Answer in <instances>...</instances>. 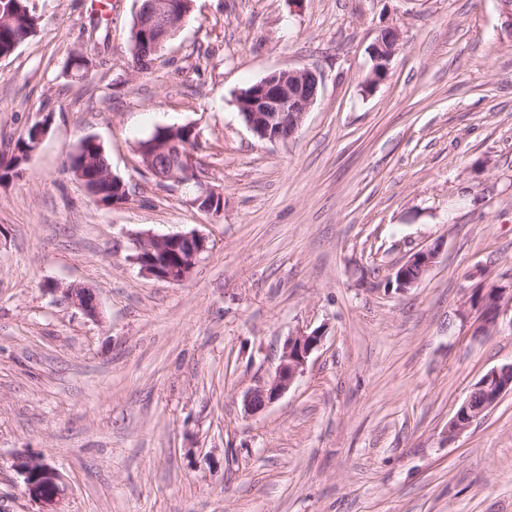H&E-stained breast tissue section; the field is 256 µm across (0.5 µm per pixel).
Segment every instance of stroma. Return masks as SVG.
<instances>
[{
    "label": "stroma",
    "instance_id": "obj_1",
    "mask_svg": "<svg viewBox=\"0 0 512 512\" xmlns=\"http://www.w3.org/2000/svg\"><path fill=\"white\" fill-rule=\"evenodd\" d=\"M35 34L0 59V154L47 134L0 182V512H40L13 466L43 456L62 512H512V393L456 438L448 422L512 362V310L464 309L512 281V35L499 0H194L152 70H134L139 0H30ZM397 28L386 79L370 48ZM83 52L88 75L66 72ZM313 68L285 142L244 124L239 91ZM192 124L200 211L139 163L155 128ZM131 187L96 204L64 164L85 137ZM198 231L168 283L134 238ZM435 267L398 293L412 252ZM97 295L100 315L64 289ZM321 329L305 372L256 415L288 336ZM440 250V244H435L433 247H426L414 251L405 262L399 265L390 281L391 286L396 285L395 291L398 293L405 292L409 288L414 287L420 279H413L408 275L410 268L419 265L427 271L431 270L436 263ZM493 288L494 290L488 289L473 293L471 297V308L478 311L480 319L475 333H484L495 326L505 300L512 307V283L510 286L501 285ZM491 293L492 296H490ZM65 296L75 307L86 316L96 318L99 314L100 303L95 293L88 288L73 287L65 290Z\"/></svg>",
    "mask_w": 512,
    "mask_h": 512
}]
</instances>
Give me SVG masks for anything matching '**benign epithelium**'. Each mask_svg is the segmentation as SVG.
Segmentation results:
<instances>
[{
  "label": "benign epithelium",
  "mask_w": 512,
  "mask_h": 512,
  "mask_svg": "<svg viewBox=\"0 0 512 512\" xmlns=\"http://www.w3.org/2000/svg\"><path fill=\"white\" fill-rule=\"evenodd\" d=\"M186 16L183 0H141L134 18V32L140 33L142 39L161 51ZM399 43L398 29L385 27L379 31L370 48L374 64L369 84L377 85L387 77ZM319 82L320 74L310 68L273 72L262 78L250 88V103L247 104V111L241 113L245 125L261 140H287L297 131L315 101ZM173 145L174 140L171 139L157 145L150 154L138 150L142 166L164 185L173 183L190 189L194 194L193 203L200 210L215 216L221 215L224 206L217 205L221 193L197 176L192 150L175 149ZM207 249V238L197 231L162 236L143 233L135 238L132 260L141 272L156 280L180 282L187 278L197 258ZM439 250L440 244L437 243L414 251L392 275L390 284L396 285L395 291L401 293L414 287L418 280L408 275L409 269L418 265L431 270ZM167 252L176 253L181 263L162 266L160 256ZM65 296L86 316H98L100 303L90 289L68 288ZM505 302L512 304V288L509 286H496L492 290H482L472 295L471 307L479 313L476 333H484L495 326ZM323 338L324 333L319 330L288 337L273 375L246 393V410L256 414L278 400L304 373L309 356L320 347ZM510 370L512 363L493 368L471 387L466 399L448 422V437L452 438L466 429L512 390V378H503V374ZM475 393L483 397V403L478 408L472 407V396ZM13 467L23 478L24 494L41 505V512H61L58 506L66 496L67 487L64 477L55 467L42 457L25 453L15 456Z\"/></svg>",
  "instance_id": "benign-epithelium-1"
}]
</instances>
